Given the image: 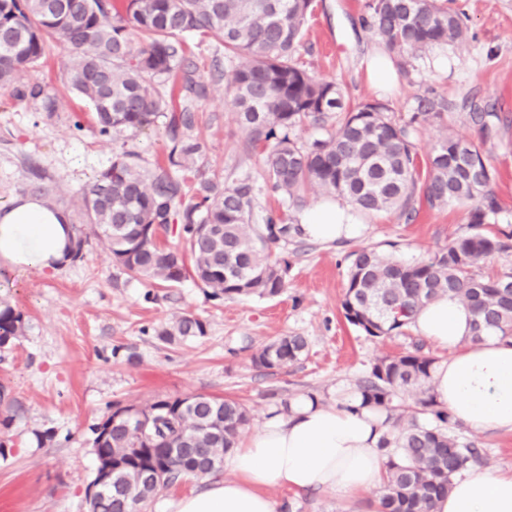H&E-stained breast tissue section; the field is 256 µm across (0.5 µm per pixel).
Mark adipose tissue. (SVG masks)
Instances as JSON below:
<instances>
[{"label":"adipose tissue","mask_w":512,"mask_h":512,"mask_svg":"<svg viewBox=\"0 0 512 512\" xmlns=\"http://www.w3.org/2000/svg\"><path fill=\"white\" fill-rule=\"evenodd\" d=\"M305 236L323 242L353 238L362 224L346 208L320 202L303 218ZM74 231L67 214L37 197L0 206V268L51 272L67 258ZM471 316L458 300L440 297L416 315L413 331L447 349L431 379L439 408L474 431L512 432V338L474 343ZM388 427L377 408L351 392L335 406L301 397L289 412L271 409L263 424L224 455L225 478L181 498L175 512H276L268 491L317 490L343 500L381 487ZM432 512H512V471L468 468Z\"/></svg>","instance_id":"ef3b65f1"}]
</instances>
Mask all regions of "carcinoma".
<instances>
[{"label":"carcinoma","instance_id":"1","mask_svg":"<svg viewBox=\"0 0 512 512\" xmlns=\"http://www.w3.org/2000/svg\"><path fill=\"white\" fill-rule=\"evenodd\" d=\"M311 0H0V91L16 100H39L56 111L36 83L20 81L52 47L70 53L69 85L88 100L102 135L136 134L162 119L170 138L167 164L150 170L126 152L86 184L76 198L82 224L76 228L75 258L93 235L131 277L153 283L188 275L210 289L214 299L273 298L285 288L288 260L273 248L302 239L299 222L272 216L253 222L255 182L223 181L186 173L201 153L192 135L196 101L208 85L183 65L186 33L198 31L224 48L231 69L224 74V102L245 134L246 149L260 148L262 175L288 207L299 209L312 191L335 194L359 212L394 211L411 220L418 204L469 206L471 232L426 260L400 263L363 248L352 254L341 308L346 321L372 337L401 332L431 301L448 296L471 314L470 340L494 333L512 338V272L485 276L481 265L509 248L482 225L496 222L502 208L486 142L512 119L470 107L466 119L479 141L448 131L452 103L443 97L417 98L403 125L387 107L366 102L346 106L335 82L320 79L295 60ZM364 27L401 72L433 48L466 41L467 17L441 0H366ZM180 75L182 101L172 105L167 80ZM437 120L442 134L425 165L418 162L415 125ZM310 122L326 137L300 143L289 132ZM172 233L178 246L162 248ZM23 315L0 306V348L24 334ZM206 322L181 315L154 329L157 339L175 344L206 335ZM307 349L304 337L283 336L253 356L256 366L284 369ZM435 358L417 340L412 349L376 359L357 390L365 403L386 416L390 431L383 447L387 462L378 512H432L448 494L452 479L482 460L474 443L460 438L447 412L431 394ZM414 393L412 404L400 403ZM128 406L93 427L98 466H116L88 502L90 512H142L165 487L185 477L215 473L248 424L246 408L232 399L205 394L158 397L139 408L158 423L144 428L122 419ZM161 468L166 482L152 480Z\"/></svg>","mask_w":512,"mask_h":512}]
</instances>
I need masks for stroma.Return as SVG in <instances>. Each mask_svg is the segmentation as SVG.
<instances>
[{
    "mask_svg": "<svg viewBox=\"0 0 512 512\" xmlns=\"http://www.w3.org/2000/svg\"><path fill=\"white\" fill-rule=\"evenodd\" d=\"M365 0H313L296 60L316 76L339 83L348 103L380 102L396 123H406L416 99L435 91L455 105L448 116L463 139L478 133L466 120L476 103L512 117V0H448L463 10L470 31L458 47L433 49L414 59L396 85L374 86L366 70L378 48L361 16ZM185 63L206 79L209 93L195 104L193 131L202 145L195 169L251 176L255 218L286 212L279 195L260 177L259 154L245 153L243 133L224 105V82L214 69H228L198 32L185 35ZM68 53L47 51L25 80L39 83L57 104L44 112L39 102L0 94V204L45 188L48 203L73 212L79 189L133 149L143 166L165 164L169 137L163 123L139 135L100 136L91 105L65 80ZM81 116L82 129L73 126ZM496 171L494 190L503 207L491 233L512 232V128L486 145ZM361 236L331 243L306 240L280 247L288 260L286 288L275 298L212 299L192 277L164 285L129 279L97 240L81 259L54 272L0 270V302L21 312L26 331L0 349V512H87L86 492L97 459L92 428L113 402L144 405L157 396L205 394L233 398L248 410L250 428L271 408L316 395L333 406L355 389L376 358L411 348L414 332L371 337L344 318L341 301L350 256L372 248L412 263L469 233L468 211L451 204L419 207L413 220L394 212L360 215ZM184 314L207 324L204 337L175 345L160 342L154 329ZM286 335L305 337L307 349L287 369L258 368L253 356ZM456 434L483 453L485 467L512 470V433H476L456 425ZM277 512H377L381 490L350 502L321 492L270 490Z\"/></svg>",
    "mask_w": 512,
    "mask_h": 512,
    "instance_id": "stroma-1",
    "label": "stroma"
}]
</instances>
